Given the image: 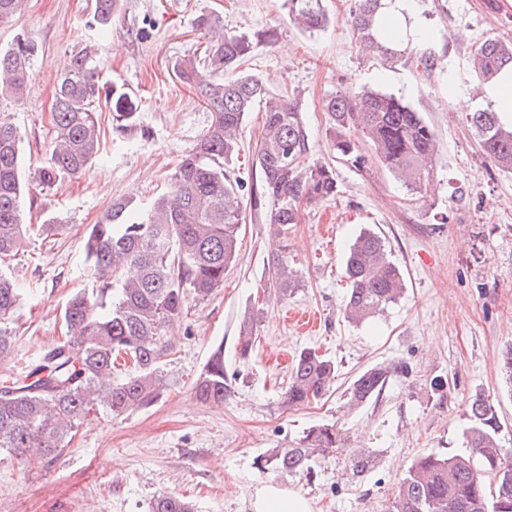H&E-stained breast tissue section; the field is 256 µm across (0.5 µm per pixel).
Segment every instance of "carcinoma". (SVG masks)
Wrapping results in <instances>:
<instances>
[{"instance_id":"cac0c4a2","label":"carcinoma","mask_w":512,"mask_h":512,"mask_svg":"<svg viewBox=\"0 0 512 512\" xmlns=\"http://www.w3.org/2000/svg\"><path fill=\"white\" fill-rule=\"evenodd\" d=\"M24 0H0V26H12ZM289 20L301 31L327 30L333 19L323 0H284ZM123 0H95L90 28H112ZM381 0H355L348 22L361 55L390 68L408 63L405 51L379 34ZM210 36L203 56H189L177 66L180 80L192 88L212 114V123L181 157L166 193L147 207L117 199L96 224L87 228L85 257L96 287L73 293L63 319L66 339L43 356L25 377L0 388V451L23 460L50 462L64 449L79 421L99 407L119 416L156 401L163 390L161 362L169 351L166 328L182 316L189 298L203 300L224 283V273L239 254L246 218L245 201L271 205L269 231L284 242L288 225L300 221L302 202L336 195V173L326 164L304 165L310 154L303 113L288 95H274L262 80L241 70L243 60L275 33L265 29L232 33L220 13L195 19ZM415 58L416 67L448 86V93L478 97L506 66L512 67V39L491 36L471 53L465 71H457L437 54L439 39ZM38 44L18 34L0 49V98L20 102L30 86ZM112 110L117 131L141 130L130 95L102 81L98 45L76 51L54 86L53 137L46 159L24 173L22 138L0 118V260L18 252L31 230L24 218L25 185L43 191L90 170L100 150L97 107ZM263 107L260 142L252 168L260 184L244 197V183L230 179L229 165L239 156L241 131L255 105ZM337 154L356 169L374 162L410 191L428 189L439 144L432 127L403 96L364 89L350 99L325 103ZM487 160L512 172V128L496 113L479 110L467 117ZM276 297L281 301L301 287L287 246L267 257ZM347 297L344 315L360 324L397 302L405 292L404 276L382 236L364 229L350 244L345 262ZM21 289L0 273V360L11 355L12 331L4 321L12 314ZM254 320L241 322L238 355L248 359L254 343ZM393 365H377L352 382L348 405L360 408L379 396ZM336 380L335 362L312 348L296 354L284 402L298 407L325 395ZM228 388L224 351L217 349L196 383L204 403L222 404ZM465 437L472 456L429 453L418 457L400 478L393 512H512V459L500 441L501 423L494 404L480 394L468 400ZM346 447L335 424L313 426L293 448H271L258 462L262 472L312 474V463L333 448ZM151 512H195L191 501L174 493L157 495Z\"/></svg>"}]
</instances>
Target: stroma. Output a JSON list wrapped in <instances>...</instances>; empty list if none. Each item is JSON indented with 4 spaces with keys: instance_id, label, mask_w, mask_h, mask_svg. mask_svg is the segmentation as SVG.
Listing matches in <instances>:
<instances>
[{
    "instance_id": "stroma-1",
    "label": "stroma",
    "mask_w": 512,
    "mask_h": 512,
    "mask_svg": "<svg viewBox=\"0 0 512 512\" xmlns=\"http://www.w3.org/2000/svg\"><path fill=\"white\" fill-rule=\"evenodd\" d=\"M498 4L492 11L485 0H413V10L423 30H449L446 60L461 68L486 37L512 38V0ZM353 5L325 0L335 23L311 35L288 21L282 0H126L124 15L102 34L89 26L91 0H25L17 26L0 28V46L21 28L40 48L29 96L0 99V116L19 129L27 164L46 157L58 71L90 40L100 47L106 79L130 91L143 127L119 135L111 112H99V160L86 174L31 195L33 223L56 214L70 222L48 237L31 233L8 263L23 292L7 320L14 351L0 361V377L24 373L65 338V302L91 285L87 227L115 199L145 205L167 191L181 155L210 126V113L175 71L207 45L193 24L200 13H222L231 31H276L242 69L270 92L298 95L311 159L331 165L337 183L335 198L302 206L300 223L288 229V257L302 280L288 300L275 299L265 268L275 248L265 207L247 214L223 286L189 301L174 323L162 396L117 417L90 414L52 462L23 467L0 455V512H150L164 492L192 499L197 512H253V492L265 483L299 491L314 512H391L396 486L416 458L467 453L466 402L478 393L494 403L501 442L512 448V388L498 368L512 345V173L488 162L467 121L468 112L485 109L483 100L456 110L447 88L422 69L384 68L361 56L347 23ZM140 28L150 31L148 40H135ZM351 86L401 95L422 113L439 142L435 192H408L377 164L358 170L339 159L324 104ZM364 227L386 238L406 292L354 325L343 312L344 256ZM249 314L256 341L243 361L239 324ZM305 347L335 360L336 381L322 399L291 408L283 393L293 357ZM219 348L228 393L217 406L196 398L195 383ZM381 363L401 371L377 401L346 412L354 378ZM333 422L349 447L317 459L312 477L258 472L268 449L293 447L310 427ZM356 448L373 455L368 469H355Z\"/></svg>"
}]
</instances>
